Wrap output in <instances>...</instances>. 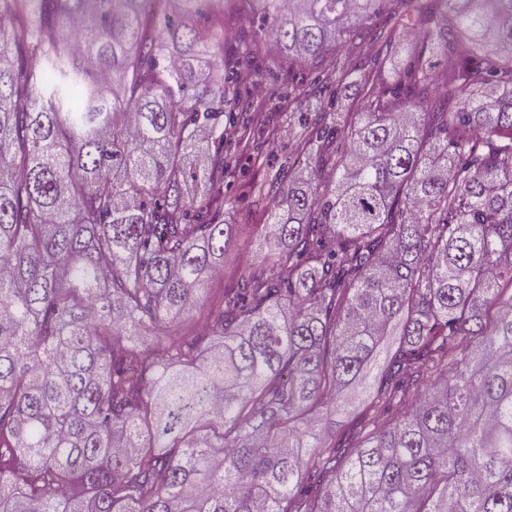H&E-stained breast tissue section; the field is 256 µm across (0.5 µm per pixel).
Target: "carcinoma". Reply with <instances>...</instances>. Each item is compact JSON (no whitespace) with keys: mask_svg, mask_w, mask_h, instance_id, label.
<instances>
[{"mask_svg":"<svg viewBox=\"0 0 512 512\" xmlns=\"http://www.w3.org/2000/svg\"><path fill=\"white\" fill-rule=\"evenodd\" d=\"M235 16L260 25L229 41ZM4 19L0 512H512V0H0ZM407 26L419 47L378 91ZM268 37L288 95L307 66L367 85L364 111L305 121L307 171L255 186L259 264L167 335L235 239L225 132L238 152L278 134L236 112ZM348 389L362 413L327 439Z\"/></svg>","mask_w":512,"mask_h":512,"instance_id":"carcinoma-1","label":"carcinoma"}]
</instances>
